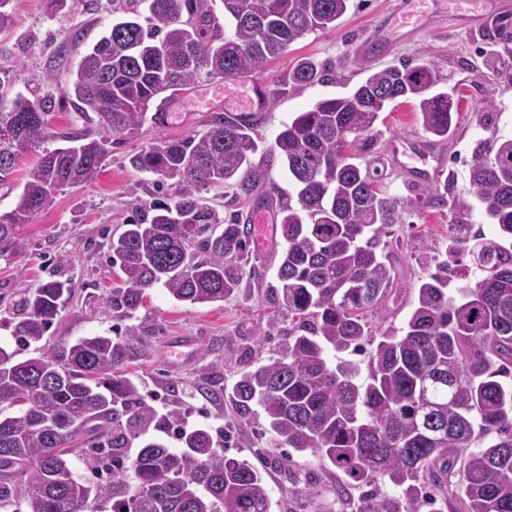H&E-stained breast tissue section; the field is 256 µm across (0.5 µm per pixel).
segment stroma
<instances>
[{
    "label": "stroma",
    "mask_w": 512,
    "mask_h": 512,
    "mask_svg": "<svg viewBox=\"0 0 512 512\" xmlns=\"http://www.w3.org/2000/svg\"><path fill=\"white\" fill-rule=\"evenodd\" d=\"M352 2L336 29L304 35L257 73L270 97L254 125L258 150L253 161L269 179L287 187L275 140L299 112L317 100L348 93L388 66L412 62L436 68L439 89L459 101L452 135L431 137L419 120L417 100L402 99L382 114L372 139L358 145L361 165L384 169L381 188L398 200L401 212L389 234L392 290L369 314L375 334L382 335L399 330L408 319L419 280L433 272L435 256L448 248L450 224H474L487 235L495 233L482 204L472 202L461 213L438 205L390 156L399 143L432 141L444 164L449 197L465 195L474 161L512 137V42L498 45L494 56L484 55L486 28L466 22L484 10V0H415L411 14L397 21L389 18L393 0ZM114 8L113 0H67L60 10L46 0H11L12 28L0 32V76L10 80L13 93L55 102L54 128L82 127L77 108L62 105V89L69 71L111 25ZM304 58L326 74L301 93H289L283 80ZM48 73L53 82L42 83ZM243 100L238 79L200 80L166 105L164 126L144 124L123 147L112 150L94 182L57 192L24 226L27 248L16 266L0 264V340H9L22 298L55 274L69 280L71 294L42 347L60 352L81 337L125 330L129 324L114 318L106 303L113 279L106 242L123 231L135 206L151 202L156 192L152 178L131 167L129 155L157 135L180 138L200 131L208 115ZM204 195L219 213L231 209L245 215L261 206L272 224L280 222L275 201L239 197L236 187L214 186ZM283 248L276 232L267 244L252 246L240 288L219 303L190 307L165 289H149L147 308L132 324L141 336L142 355L128 371L140 391L157 394L166 410H178L189 425L229 431L228 455L251 460L264 452L273 512H356L364 488H350L346 499L337 500L336 477L325 473L317 457L271 447L262 408L241 415L225 394L242 372L288 340L285 318L273 335L262 333L274 309L270 286ZM65 252L72 260L62 267L58 257Z\"/></svg>",
    "instance_id": "obj_1"
}]
</instances>
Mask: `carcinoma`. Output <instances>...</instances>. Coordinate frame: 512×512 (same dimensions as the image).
Here are the masks:
<instances>
[{
	"label": "carcinoma",
	"mask_w": 512,
	"mask_h": 512,
	"mask_svg": "<svg viewBox=\"0 0 512 512\" xmlns=\"http://www.w3.org/2000/svg\"><path fill=\"white\" fill-rule=\"evenodd\" d=\"M350 0H128V16L112 22L78 62L64 99L92 111L79 132L52 129V101L18 93L3 107L0 82V186L17 162L48 141L27 173L15 205L0 213V262L24 253L21 229L64 187L95 181L112 147L146 121L165 122L162 108L202 78L262 71L312 31L333 30ZM318 78L316 64L288 73V92ZM430 64L391 66L353 92L315 102L275 143L291 189L270 182L285 242L277 271L276 310L263 335L277 331L279 312L292 329L282 353L244 372L233 387L246 415L263 409L277 448L309 451L349 486L380 478L405 501L378 500L366 512H417L429 486L455 512H512V138L469 170L468 195L485 206L497 234L456 224L450 252L480 272L448 295V260L420 281L417 303L400 333L380 337L369 352L368 380L338 354L360 351L372 335L368 313L393 284L386 243L398 203L358 156H337L342 135L355 146L401 98L416 99L424 130L446 137L458 102L434 92ZM251 124L215 112L184 138L161 135L134 153L135 170L172 191L136 214L108 240L118 282L107 298L119 319H137L147 290L160 285L195 307L224 301L241 284L248 235L237 211L221 216L203 196L236 180L249 197L265 183L254 165ZM69 282L43 281L20 303L11 339L0 345V508L11 512H271L262 470L230 457L209 429L180 428V412L159 419L126 369L138 358L135 328L126 335L82 337L63 352L17 359L40 342L61 313ZM178 435L179 448L148 438ZM140 447L131 458L130 444ZM82 445L88 469L102 459L101 483L82 476L71 455Z\"/></svg>",
	"instance_id": "carcinoma-1"
}]
</instances>
